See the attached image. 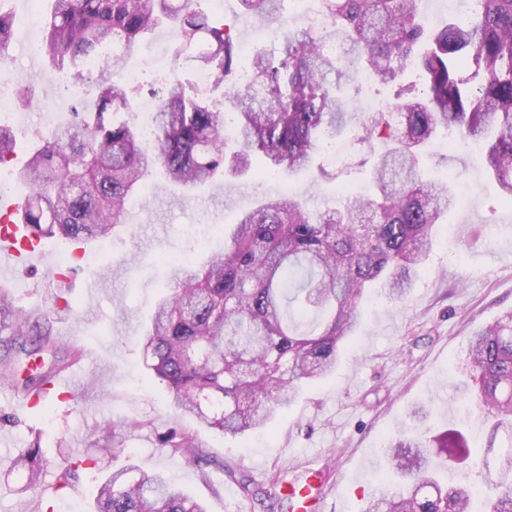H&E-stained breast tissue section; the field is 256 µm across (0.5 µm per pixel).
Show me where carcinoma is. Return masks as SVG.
I'll use <instances>...</instances> for the list:
<instances>
[{"label":"carcinoma","instance_id":"obj_1","mask_svg":"<svg viewBox=\"0 0 512 512\" xmlns=\"http://www.w3.org/2000/svg\"><path fill=\"white\" fill-rule=\"evenodd\" d=\"M244 13L269 21L283 0H240ZM421 0H321L326 28L283 32L274 50L242 55L230 29L190 8V0H51L43 17L40 53L51 67L93 89L89 113L50 132L14 171L27 195L12 223L39 240L79 243L109 237L126 223L128 202L155 171L185 188L241 177L262 159L263 173L296 176L349 136L375 156L371 192L342 189L339 206L312 209L286 191L265 196L243 213L217 251L200 266L166 259L167 294L157 303L143 344L146 368L175 405L203 428L236 437L265 427L302 387L332 373L356 332L365 292L382 283L390 300L406 301L432 248L434 227L457 203L450 182L422 177L424 147L438 137L461 138L480 149L499 202L512 205V0H477L463 22L425 25ZM165 20L178 27L175 57L208 70L233 102L232 132L224 110L186 91L176 77L152 89L154 137L114 116L131 111L138 87L124 80L141 41ZM13 16L0 11V57L13 36ZM334 43L339 52L324 48ZM112 46V56L100 58ZM100 58L94 70L92 58ZM361 69L381 84L417 74L420 95L383 112H355L342 96ZM248 86L236 84L240 73ZM15 136L0 125V164L11 162ZM0 342L28 355L47 353L50 365L18 377L0 360V382L26 398L41 396L60 366L40 316H21L12 293L0 289ZM31 348H26V344ZM468 365L476 399L492 421L488 450L499 430L509 445L476 466L469 486L448 487L439 471L450 457L465 460L463 437L444 431L399 436L385 448L404 487L374 494L364 512H473L487 495V512H512V311L474 332ZM171 455H203L196 429L160 439ZM22 491L42 493L40 448H23ZM95 468L91 458H67L56 486ZM92 512H206L171 478L135 466L99 482Z\"/></svg>","mask_w":512,"mask_h":512}]
</instances>
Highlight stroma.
Listing matches in <instances>:
<instances>
[{"label": "stroma", "instance_id": "35a3bbf8", "mask_svg": "<svg viewBox=\"0 0 512 512\" xmlns=\"http://www.w3.org/2000/svg\"><path fill=\"white\" fill-rule=\"evenodd\" d=\"M28 0H0V9L15 17L9 49L17 70L30 60L26 42H41L42 28H29ZM193 9L230 27L238 44L250 42L259 22L244 17L239 0H194ZM415 76L391 86L362 83L352 93L360 112H372L397 95H408ZM31 104L14 101L8 124L16 141L12 167L27 160V148L41 133L39 108L61 95L52 72L41 83L18 85ZM360 152L346 160L322 154L312 173L283 183L251 176L228 177L217 190H180L159 175L146 180L150 195L129 210L126 226L105 243L77 248L65 239H45L39 257L17 267L0 285L11 289L22 313L47 316L60 353L78 347L82 360L68 370L69 398H49L32 409L0 384V481L20 486L24 472L10 466L20 448L39 442L43 486L55 512L73 504L89 512L96 480L108 470L135 465L171 473L208 512H267L259 499L248 498L238 481L248 476L254 487L271 478L288 482L303 475L305 465L324 472L326 512H362L368 497L389 470L382 455L386 440L412 423L411 413L425 407L431 433L456 430L471 440V457L448 461L447 479L467 481L474 461L486 450L473 443L487 435L491 421L478 406L466 367L472 333L512 310V208L499 204L494 183L478 161L459 146L434 143L423 157L427 173L443 181L454 175L470 185L468 199L449 213L405 302H392L373 287L359 327L342 352L335 372L305 385L293 404L265 429L231 437L200 430L207 461L187 464L159 444L171 428L192 421L174 407L165 385L150 375L143 361V341L156 301L167 283L164 256L196 263L224 245V231L263 195L283 187L305 195L312 206H334L337 191H360L368 169ZM102 251L88 269L77 251ZM68 281L69 309L53 305L51 294ZM114 430L125 452L113 456L99 441V428ZM67 456L96 460L95 473H80L71 485L55 486L58 464Z\"/></svg>", "mask_w": 512, "mask_h": 512}]
</instances>
